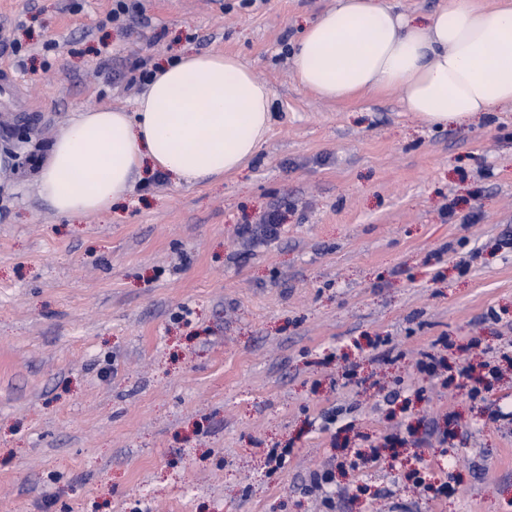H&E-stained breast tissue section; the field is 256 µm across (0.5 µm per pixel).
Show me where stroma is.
Here are the masks:
<instances>
[{"label":"stroma","mask_w":512,"mask_h":512,"mask_svg":"<svg viewBox=\"0 0 512 512\" xmlns=\"http://www.w3.org/2000/svg\"><path fill=\"white\" fill-rule=\"evenodd\" d=\"M141 3L127 27L112 0H0L24 49L0 50L20 90L0 85V512H327V491L336 512H512V370L476 400L455 381L512 352V109L431 127L396 92L304 89L293 45L336 0ZM184 52L271 86L255 157L57 217L36 184L56 134L133 109L137 67ZM272 210L277 237H239ZM397 431L412 466L355 462Z\"/></svg>","instance_id":"obj_1"}]
</instances>
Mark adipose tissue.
<instances>
[{
    "instance_id": "obj_1",
    "label": "adipose tissue",
    "mask_w": 512,
    "mask_h": 512,
    "mask_svg": "<svg viewBox=\"0 0 512 512\" xmlns=\"http://www.w3.org/2000/svg\"><path fill=\"white\" fill-rule=\"evenodd\" d=\"M293 71L331 101L398 89L431 125L512 106V4L448 0L426 23L383 0H337L295 43ZM272 89L230 53L185 54L157 68L135 111L101 107L56 136L38 174L54 214H107L143 167L195 184L239 171L271 125Z\"/></svg>"
}]
</instances>
